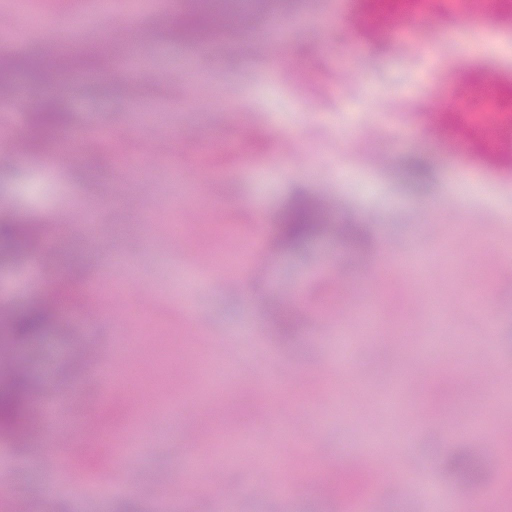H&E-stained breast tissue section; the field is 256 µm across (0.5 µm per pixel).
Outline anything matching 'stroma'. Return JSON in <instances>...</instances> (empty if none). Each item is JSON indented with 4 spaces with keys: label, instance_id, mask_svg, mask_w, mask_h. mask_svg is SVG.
I'll return each instance as SVG.
<instances>
[{
    "label": "stroma",
    "instance_id": "1",
    "mask_svg": "<svg viewBox=\"0 0 512 512\" xmlns=\"http://www.w3.org/2000/svg\"><path fill=\"white\" fill-rule=\"evenodd\" d=\"M14 2L0 0V21L14 28L17 51L64 31L72 46L103 44L163 16L161 0H139L132 18L125 0L103 14L95 0H28L25 16L46 22L32 29ZM78 13L88 21L75 29ZM285 18L284 35L250 17L208 47L137 42L143 76L119 96H99L93 81L66 92L75 129L96 127L103 140L16 152L0 171V197L50 220L35 259L0 269V300L21 306L66 273L101 291L65 306L39 343H14L0 325V350L29 363L41 397L68 396L78 417L62 437L43 428L24 448L0 442V470L31 512H113L129 499L145 512H438L430 497L396 485L402 469L425 475L446 512L491 496L512 512L502 488L512 434L497 433L512 416V168L463 147L462 127L442 138L428 125L455 76L512 77L503 52L512 18L475 20L476 40L449 41L446 16L376 43L341 0H296ZM262 33L265 51L245 53ZM252 128L265 133L257 152L240 147ZM99 157L106 164L89 180L85 165ZM417 160L429 166L421 187L406 178ZM300 190L322 200L327 223L365 224L369 248L352 251L333 232L301 252L272 248L276 216ZM245 248L259 249L267 279L229 260ZM117 281L141 305L139 320L114 310ZM368 302L386 325L374 340L361 339L355 320ZM290 307L304 318L285 341L273 318ZM342 332L353 343L340 366ZM128 342L156 356L112 431L101 424L113 399L96 368ZM232 366L237 387L228 390ZM275 372L289 380L272 408L263 392ZM400 385L401 407L387 417L385 399ZM179 399L182 418L158 416L159 403ZM133 428L148 433L136 458L75 468L85 448L121 447ZM283 428L294 440V491L275 471L225 465V449L245 439L278 449ZM371 439L385 451L381 480L335 505L320 492L322 476ZM460 447L484 461V486L436 466ZM190 453L209 462L210 476L183 480ZM105 483L111 492L78 493ZM229 486L236 499L226 498Z\"/></svg>",
    "mask_w": 512,
    "mask_h": 512
}]
</instances>
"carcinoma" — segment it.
Wrapping results in <instances>:
<instances>
[{"mask_svg": "<svg viewBox=\"0 0 512 512\" xmlns=\"http://www.w3.org/2000/svg\"><path fill=\"white\" fill-rule=\"evenodd\" d=\"M227 0H191V4L179 17L168 34L183 42H200L211 39L218 26L215 19L236 23L224 15ZM111 54L97 45L65 50L48 58L36 50L27 56H17L8 50H0V87L13 84L20 76L40 85H52L57 78L70 70L89 72L105 68ZM27 121L33 134L25 140V150L37 155L46 150L50 139L72 123L70 108L64 97L49 94L42 98L37 108L28 113ZM44 220L35 215H17L8 209L0 211V266L22 261L27 249L34 246L41 234ZM328 225L317 203L304 195H296L286 202L276 225V243L288 251L299 252L311 242L322 237ZM346 244L355 251L368 245L365 229L359 224L343 225ZM84 291V285L68 277L58 280L44 294L29 300L11 315L10 333L19 342L34 341L50 332L59 311ZM276 327L282 338L289 339L298 328L294 315L280 314ZM36 390L35 381L28 369L12 366L0 376V437L20 439L36 434L29 405ZM105 456L96 448H89L75 461L77 468L102 467ZM449 469L457 482L471 488L484 483L483 462L467 450L457 451L448 461ZM373 475L359 469L346 468L328 474L323 480L324 491L342 502L359 498Z\"/></svg>", "mask_w": 512, "mask_h": 512, "instance_id": "1", "label": "carcinoma"}]
</instances>
